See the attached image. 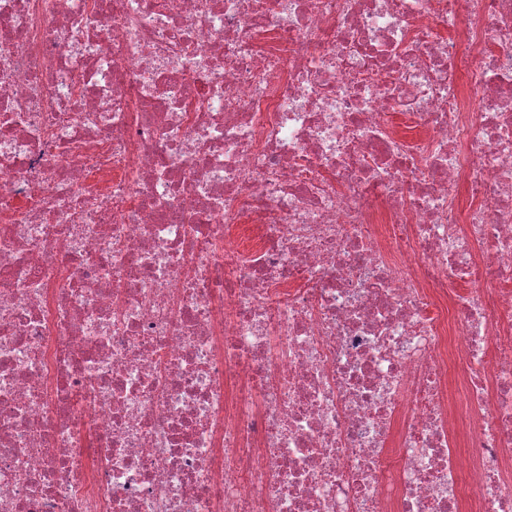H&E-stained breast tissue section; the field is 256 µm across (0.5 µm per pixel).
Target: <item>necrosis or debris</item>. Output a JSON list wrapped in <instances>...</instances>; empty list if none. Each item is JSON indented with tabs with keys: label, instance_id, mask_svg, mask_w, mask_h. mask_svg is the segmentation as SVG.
Segmentation results:
<instances>
[{
	"label": "necrosis or debris",
	"instance_id": "4bbe7bcc",
	"mask_svg": "<svg viewBox=\"0 0 512 512\" xmlns=\"http://www.w3.org/2000/svg\"><path fill=\"white\" fill-rule=\"evenodd\" d=\"M0 512H512V0H0Z\"/></svg>",
	"mask_w": 512,
	"mask_h": 512
}]
</instances>
